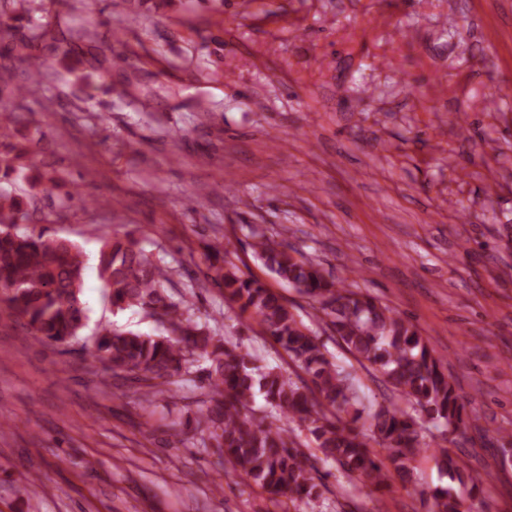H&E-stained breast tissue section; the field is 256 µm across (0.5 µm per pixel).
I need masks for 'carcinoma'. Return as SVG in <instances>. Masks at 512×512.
<instances>
[{"label": "carcinoma", "instance_id": "carcinoma-1", "mask_svg": "<svg viewBox=\"0 0 512 512\" xmlns=\"http://www.w3.org/2000/svg\"><path fill=\"white\" fill-rule=\"evenodd\" d=\"M11 5V10L0 12L1 30L12 28L17 13L28 11L26 0H11ZM95 38L86 26L45 27L1 49L0 68L16 81L18 99L33 85L78 81L82 76L77 67L81 60L74 59L76 42L93 44L94 59L99 62L112 55V44ZM41 43L50 55L41 52ZM14 58L27 63L20 81L9 67ZM28 156L27 145L18 142L8 145L0 157V180H22L30 188L24 195L0 188V316L27 336L66 345L78 339L84 327L81 294L86 262L83 252L66 237L43 231L17 232L37 194L66 186L55 170L27 167ZM255 238L258 258L273 274L298 288L312 308L328 319L327 325L362 368L379 372L402 401L448 433L465 432L462 398L448 379L441 357L416 325L360 289L327 278L319 264L296 256L284 241L263 234ZM97 272L110 290L113 307L140 308L159 321L170 337L105 326L93 342L96 359L112 377L140 384L139 399L151 402L162 393L161 386L189 373L193 356L207 358V399L200 409L199 425L239 476L291 502L317 498L316 467L288 428L297 423L307 429L313 450L335 462L351 481L375 487L385 485L394 475L404 482L414 481L413 462L421 451V434L413 415L397 405L366 407L352 374L328 357L319 337L260 280L240 274L232 265L216 271L225 297L254 314L265 333L309 376L303 385L259 365L250 351L204 330L166 295V272L133 242L102 236ZM258 395L270 409L267 417L252 414ZM381 455L391 467L383 464ZM436 458L441 470L464 490H423L421 496L432 499L430 512H463L466 499L477 488L465 481L469 463L449 448L438 449Z\"/></svg>", "mask_w": 512, "mask_h": 512}]
</instances>
